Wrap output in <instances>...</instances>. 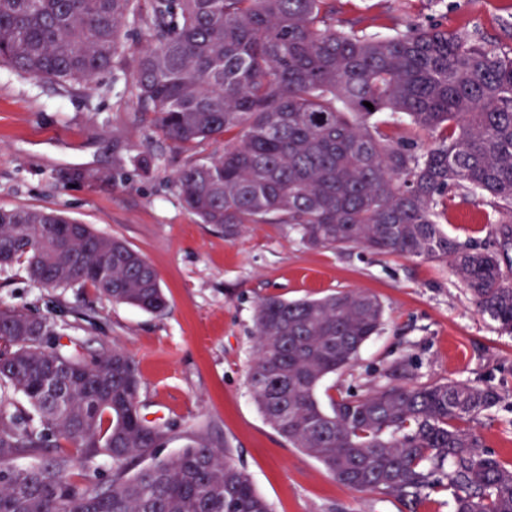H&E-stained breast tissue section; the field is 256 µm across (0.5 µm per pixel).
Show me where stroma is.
I'll return each instance as SVG.
<instances>
[{"instance_id": "stroma-1", "label": "stroma", "mask_w": 512, "mask_h": 512, "mask_svg": "<svg viewBox=\"0 0 512 512\" xmlns=\"http://www.w3.org/2000/svg\"><path fill=\"white\" fill-rule=\"evenodd\" d=\"M336 28L378 15L399 29L413 23L475 29L512 47V0H337ZM126 49L89 86L0 67V207L60 212L124 240L156 270L167 306L146 312L116 304L93 288H45L24 265L0 269V307L54 317L91 352L124 347L138 364L147 420L170 425L166 453L206 427L228 441L273 512H400L395 500L353 490L314 458L288 445L264 420L248 387L254 310L268 296L317 298L363 289L384 307L381 331L354 363L317 390L323 408L363 395L385 370L403 367L410 382L489 386L502 396L469 424L484 450L512 461V336L478 311L447 262L376 254L360 247L313 249L285 224H249L239 236L201 223L175 183L188 162L219 150L207 142L184 152L156 133L130 92L148 38L135 20ZM150 159L141 168L137 156ZM486 207L463 190L450 193L448 235L484 246L493 225Z\"/></svg>"}]
</instances>
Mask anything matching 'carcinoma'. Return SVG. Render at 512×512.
Here are the masks:
<instances>
[{
    "instance_id": "carcinoma-1",
    "label": "carcinoma",
    "mask_w": 512,
    "mask_h": 512,
    "mask_svg": "<svg viewBox=\"0 0 512 512\" xmlns=\"http://www.w3.org/2000/svg\"><path fill=\"white\" fill-rule=\"evenodd\" d=\"M137 18L151 38L132 90L154 127L183 151L224 140L176 183L201 223L238 236L288 224L312 248L363 246L448 262L480 312L512 335V48L466 26L383 35L379 17L346 31L335 0H0V63L65 87L88 84L125 50ZM373 108H368L364 102ZM436 135L424 148L398 132ZM479 196L497 225L493 248L445 234L448 193ZM37 208H0V268L25 262L34 282L90 286L147 312L166 306L155 269L118 238ZM383 305L364 290L261 299L248 383L266 422L356 491L409 512L427 489L452 512H512V465L465 424L495 408L492 388L385 382L331 411L316 392L378 333ZM57 322L0 308V512H271L246 471L194 433L159 456L170 427L146 420L141 378L119 346L85 354ZM29 458L19 468L15 461ZM112 480L84 487L92 463Z\"/></svg>"
}]
</instances>
